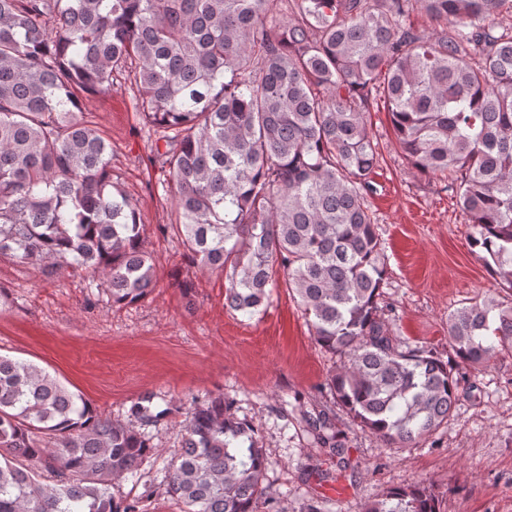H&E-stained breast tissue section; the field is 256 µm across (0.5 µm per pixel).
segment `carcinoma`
Here are the masks:
<instances>
[{
	"label": "carcinoma",
	"mask_w": 512,
	"mask_h": 512,
	"mask_svg": "<svg viewBox=\"0 0 512 512\" xmlns=\"http://www.w3.org/2000/svg\"><path fill=\"white\" fill-rule=\"evenodd\" d=\"M435 23L419 32L416 9ZM512 0H0V256L99 276L112 305L157 276L137 208L112 182L110 141L79 93L133 75L155 129L162 188L188 262L224 273V304L253 317L281 280L315 341L342 360L331 393L397 448L448 427L459 370L512 351V305L448 314V359L392 334L386 263L367 196L382 101L424 175L449 173L484 252L512 291ZM155 395L102 416L33 363L0 355V512H145L112 488L141 478L171 409ZM166 475L182 512H261L268 458L224 394L191 398ZM341 467L334 416L302 413ZM362 512H440L421 483Z\"/></svg>",
	"instance_id": "carcinoma-1"
}]
</instances>
